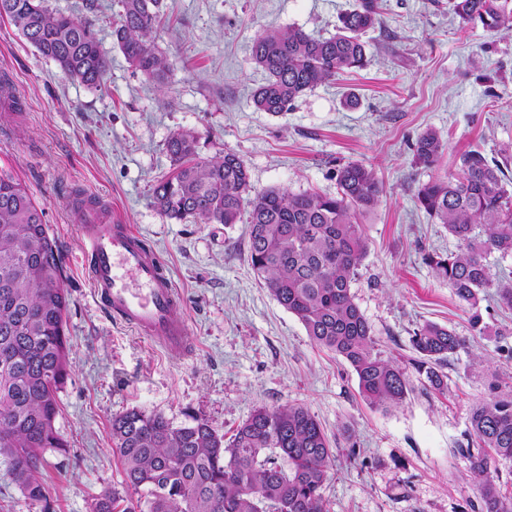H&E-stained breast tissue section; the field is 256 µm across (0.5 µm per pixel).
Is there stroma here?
<instances>
[{"mask_svg": "<svg viewBox=\"0 0 512 512\" xmlns=\"http://www.w3.org/2000/svg\"><path fill=\"white\" fill-rule=\"evenodd\" d=\"M356 0H164L156 49L169 65L159 85L112 40L120 0H47L50 10L94 21L110 65L101 87L72 80L16 27L0 19V74L20 113L0 112V173L43 207L59 244L70 295V377L40 478L55 512H90L95 496L122 489L112 418L127 409L173 424L189 415L224 436L261 406L305 404L336 453L323 494L329 512H478L467 446L472 408L492 388L512 394V310L481 295L484 332L429 261L456 251L444 225L420 209L421 183L455 172L461 154L507 164L512 190V32L462 26L448 0H378L364 39V68L305 92L272 115L252 102L265 74L250 59L272 28L336 32ZM434 130L447 144L438 165L415 164L412 142ZM193 132L199 155L236 152L254 190L336 194V171L357 162L383 186L361 219L367 253L351 291L386 360L411 370V338L435 322L465 337L444 372V393L413 381L396 408L369 405L341 356L315 344L270 296L248 259L246 224L171 221L152 203L173 166L169 137ZM115 209L156 249L185 301L195 351L180 358L116 324L94 302L71 204Z\"/></svg>", "mask_w": 512, "mask_h": 512, "instance_id": "obj_1", "label": "stroma"}]
</instances>
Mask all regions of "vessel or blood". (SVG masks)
<instances>
[{
	"label": "vessel or blood",
	"instance_id": "obj_1",
	"mask_svg": "<svg viewBox=\"0 0 512 512\" xmlns=\"http://www.w3.org/2000/svg\"><path fill=\"white\" fill-rule=\"evenodd\" d=\"M75 221L97 304L168 354L190 355L188 323L178 314L183 299L140 233L92 202L77 204Z\"/></svg>",
	"mask_w": 512,
	"mask_h": 512
}]
</instances>
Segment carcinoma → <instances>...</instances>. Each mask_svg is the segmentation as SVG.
Returning a JSON list of instances; mask_svg holds the SVG:
<instances>
[{
    "label": "carcinoma",
    "instance_id": "1",
    "mask_svg": "<svg viewBox=\"0 0 512 512\" xmlns=\"http://www.w3.org/2000/svg\"><path fill=\"white\" fill-rule=\"evenodd\" d=\"M112 38L129 64L161 83L168 65L154 40L162 0H120ZM464 24L488 32L512 31V0H448ZM59 69L100 87L109 69L95 25L49 10L45 0H0V18ZM378 23L377 0H357L339 16L336 34L314 38L300 29L258 36L251 60L266 74L255 107L271 115L290 109L306 91L363 66V35ZM0 108L20 112L7 76L0 77ZM446 150L427 130L413 144L417 163L435 166ZM173 173L158 181L152 202L167 219L237 224L247 216L250 264L260 284L295 315L314 343L342 356L371 406L402 404L410 379L375 349L372 327L351 292L367 241L359 217L383 193L374 172L360 163L336 171L334 195L269 189L251 193L244 160L231 150L199 159L197 137L176 132L167 141ZM498 162L479 151L459 157L456 172L420 185L416 201L457 240V250L434 263L457 298L475 308L480 292L496 289L512 309V283L492 272V252L512 256V193ZM483 225L484 235L475 233ZM69 294L63 254L49 235L44 209L27 188L0 174V455L25 499L54 512L38 469L44 454L63 447L56 428L59 392L68 378ZM463 337L436 323L412 336L419 379L441 393L442 368ZM465 453L480 494V512H512V495L496 483L499 466L512 464V397L494 395L470 413ZM112 451L124 471V491H103L92 512H328L323 488L335 466L334 448L309 409L295 403L261 407L226 440L206 420L179 426L161 414L129 409L112 418Z\"/></svg>",
    "mask_w": 512,
    "mask_h": 512
}]
</instances>
